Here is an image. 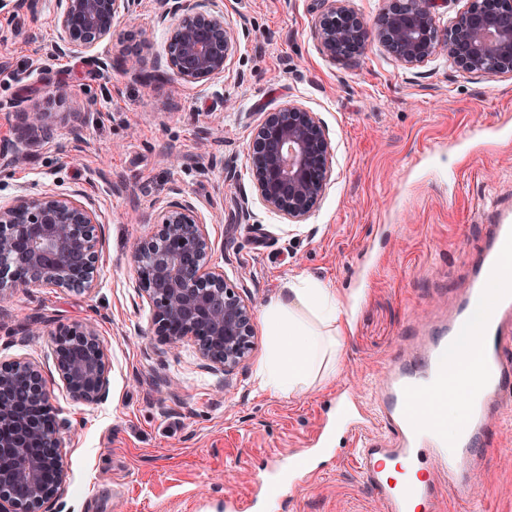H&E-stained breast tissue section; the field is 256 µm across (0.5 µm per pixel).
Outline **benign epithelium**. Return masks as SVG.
I'll return each instance as SVG.
<instances>
[{
    "label": "benign epithelium",
    "instance_id": "benign-epithelium-1",
    "mask_svg": "<svg viewBox=\"0 0 512 512\" xmlns=\"http://www.w3.org/2000/svg\"><path fill=\"white\" fill-rule=\"evenodd\" d=\"M210 0H158L161 17H178L166 55L152 69L171 71L185 83L224 73L236 46L224 13ZM322 0L316 36L330 59L362 56L376 42L408 69L440 56L456 67L489 75L512 73V0H467L447 25L439 9L447 0H391L374 23L348 6ZM135 0H60L57 55L81 56L103 42L120 41L115 20ZM22 126L45 139L52 127L44 112L21 113ZM254 189L263 206L290 224L304 223L322 198L332 168V146L313 112L288 103L266 114L252 132ZM156 232L136 242V293L152 311L154 335L176 349L192 343L205 365L224 371L229 384L254 347L256 299L231 284L212 262L214 243L187 199L157 214ZM99 220L75 196L48 189L0 206V297L10 288L93 289ZM57 373L76 403L108 395L109 361L92 322L62 325L49 333ZM63 426L52 417L50 392L37 366L24 359L0 363V512H48L67 481Z\"/></svg>",
    "mask_w": 512,
    "mask_h": 512
}]
</instances>
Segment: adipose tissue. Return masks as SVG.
Segmentation results:
<instances>
[{
  "label": "adipose tissue",
  "instance_id": "adipose-tissue-1",
  "mask_svg": "<svg viewBox=\"0 0 512 512\" xmlns=\"http://www.w3.org/2000/svg\"><path fill=\"white\" fill-rule=\"evenodd\" d=\"M267 352L255 373L260 390L292 395L312 378L336 370L339 338L349 327L335 289L304 277L286 281L262 311Z\"/></svg>",
  "mask_w": 512,
  "mask_h": 512
}]
</instances>
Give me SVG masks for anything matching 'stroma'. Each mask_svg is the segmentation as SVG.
I'll return each mask as SVG.
<instances>
[{
	"instance_id": "35a3bbf8",
	"label": "stroma",
	"mask_w": 512,
	"mask_h": 512,
	"mask_svg": "<svg viewBox=\"0 0 512 512\" xmlns=\"http://www.w3.org/2000/svg\"><path fill=\"white\" fill-rule=\"evenodd\" d=\"M236 33L222 75L182 83L136 80L119 45L84 57L52 52L58 0H0V205L46 189L84 191L101 221L104 254L89 292L15 288L0 300V362L34 361L69 425L63 512H224L242 500L264 512L261 477L292 455L315 476L274 512H381L371 486L317 431L336 398L376 384L445 322L484 246L491 213L512 206V74L482 76L437 58L409 70L379 45L334 62L316 40L319 0H218ZM137 0L117 32H135L145 58L162 56L169 22ZM317 113L333 150L330 182L305 223L252 199L251 132L288 102ZM38 110L54 134L28 145L19 116ZM183 191L215 243L227 279L269 300L305 274L335 288L351 317L336 375L290 396L258 393L267 338L232 381L205 368L193 345L158 342L138 298L137 239ZM249 197V215L236 216ZM95 322L110 361L106 401L75 403L58 378L48 333ZM44 333L27 335L31 323ZM475 474L483 512H512V422Z\"/></svg>"
}]
</instances>
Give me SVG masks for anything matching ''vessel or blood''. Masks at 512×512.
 <instances>
[{"label": "vessel or blood", "mask_w": 512, "mask_h": 512, "mask_svg": "<svg viewBox=\"0 0 512 512\" xmlns=\"http://www.w3.org/2000/svg\"><path fill=\"white\" fill-rule=\"evenodd\" d=\"M511 252L512 213L501 212L447 325L424 337L415 356L386 368L372 409L361 410L352 396L337 400L335 430L318 436L320 447L328 448L339 430H348L345 448L383 512H481L472 472L485 458L488 438L512 416V284L501 274ZM481 309L485 318L474 321ZM468 334L478 338L477 358L450 359ZM456 397L463 398L467 413L452 434L439 414ZM378 422L385 433L375 432ZM399 459L416 469L415 480L386 475L385 462ZM309 470L307 459L289 460L287 482H267V504H275Z\"/></svg>", "instance_id": "vessel-or-blood-1"}]
</instances>
